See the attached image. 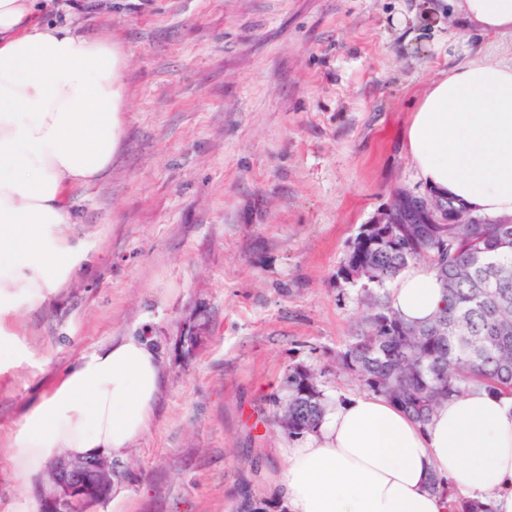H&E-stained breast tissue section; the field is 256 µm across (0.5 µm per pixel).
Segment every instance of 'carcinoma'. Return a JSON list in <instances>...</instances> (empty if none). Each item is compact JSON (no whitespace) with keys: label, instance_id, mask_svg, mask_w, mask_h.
<instances>
[{"label":"carcinoma","instance_id":"cac0c4a2","mask_svg":"<svg viewBox=\"0 0 512 512\" xmlns=\"http://www.w3.org/2000/svg\"><path fill=\"white\" fill-rule=\"evenodd\" d=\"M365 225L366 243L350 251L337 275L355 262L374 282L361 287V327L336 353V365L422 427L438 405L479 386L512 398V224ZM424 261L442 288L441 304L422 323L390 305L388 286ZM277 401L276 422L299 437L318 431L329 407L316 374L295 367Z\"/></svg>","mask_w":512,"mask_h":512}]
</instances>
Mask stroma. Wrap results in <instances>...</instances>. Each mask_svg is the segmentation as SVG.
I'll return each instance as SVG.
<instances>
[{"instance_id": "35a3bbf8", "label": "stroma", "mask_w": 512, "mask_h": 512, "mask_svg": "<svg viewBox=\"0 0 512 512\" xmlns=\"http://www.w3.org/2000/svg\"><path fill=\"white\" fill-rule=\"evenodd\" d=\"M430 0H52L45 22L112 36V171L71 190L66 288L0 322V512L40 491L11 467L24 406L68 361L149 336L166 373L149 428L96 512H286L267 494L293 439L276 402L297 366L362 393L335 356L363 313L338 278L400 196L428 197L404 133L442 70L512 59Z\"/></svg>"}]
</instances>
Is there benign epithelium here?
<instances>
[{
  "mask_svg": "<svg viewBox=\"0 0 512 512\" xmlns=\"http://www.w3.org/2000/svg\"><path fill=\"white\" fill-rule=\"evenodd\" d=\"M401 204L424 218L426 224L448 223V210L435 199L400 197ZM53 493L49 497L55 512H87L112 491V464L104 459H70L53 467Z\"/></svg>",
  "mask_w": 512,
  "mask_h": 512,
  "instance_id": "benign-epithelium-1",
  "label": "benign epithelium"
}]
</instances>
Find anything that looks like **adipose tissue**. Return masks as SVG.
I'll use <instances>...</instances> for the list:
<instances>
[{
  "mask_svg": "<svg viewBox=\"0 0 512 512\" xmlns=\"http://www.w3.org/2000/svg\"><path fill=\"white\" fill-rule=\"evenodd\" d=\"M466 24L512 34V0H456ZM35 0H0V316L43 301L75 266L60 226L70 191L102 179L114 150L112 39L34 20ZM404 148L433 194L473 213L512 216V62L475 58L423 93ZM440 286L425 266L395 282L390 304L428 320ZM164 375L143 336H115L68 362L14 431L12 463L44 474L59 454L120 457L145 433ZM269 487L289 512H446L431 473L468 499L512 512V400L475 390L441 404L422 427L382 397L331 407L317 434L286 448Z\"/></svg>",
  "mask_w": 512,
  "mask_h": 512,
  "instance_id": "1",
  "label": "adipose tissue"
}]
</instances>
